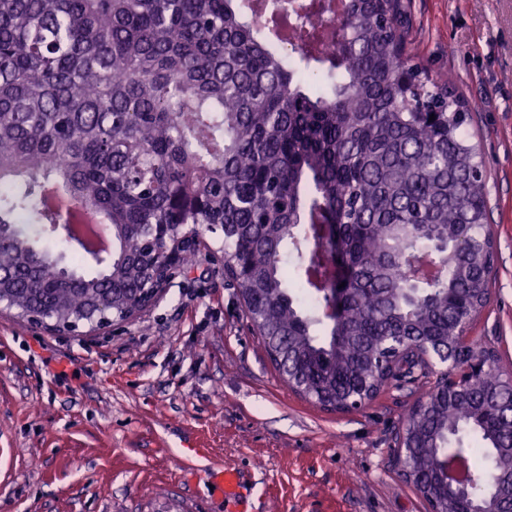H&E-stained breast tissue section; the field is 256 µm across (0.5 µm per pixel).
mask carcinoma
I'll list each match as a JSON object with an SVG mask.
<instances>
[{
  "mask_svg": "<svg viewBox=\"0 0 512 512\" xmlns=\"http://www.w3.org/2000/svg\"><path fill=\"white\" fill-rule=\"evenodd\" d=\"M330 2L0 0V303L101 328L161 280L158 225H219L224 274L295 393L341 410L428 374L404 341L444 353L489 301L482 160L464 100L425 88L401 0H343L338 20ZM48 185L111 225L105 259L53 248ZM493 401H512L497 369L407 418L440 512L459 508L437 476L471 460L467 439L473 493H501L483 474L507 470L512 413L487 416Z\"/></svg>",
  "mask_w": 512,
  "mask_h": 512,
  "instance_id": "cac0c4a2",
  "label": "carcinoma"
}]
</instances>
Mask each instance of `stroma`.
<instances>
[{
  "mask_svg": "<svg viewBox=\"0 0 512 512\" xmlns=\"http://www.w3.org/2000/svg\"><path fill=\"white\" fill-rule=\"evenodd\" d=\"M428 75L471 106L496 246L470 334L512 370V0H403ZM222 233L136 318L80 336L0 309V512H428L390 464L432 377L335 414L293 393L224 276ZM236 467L235 498L211 473Z\"/></svg>",
  "mask_w": 512,
  "mask_h": 512,
  "instance_id": "stroma-1",
  "label": "stroma"
}]
</instances>
